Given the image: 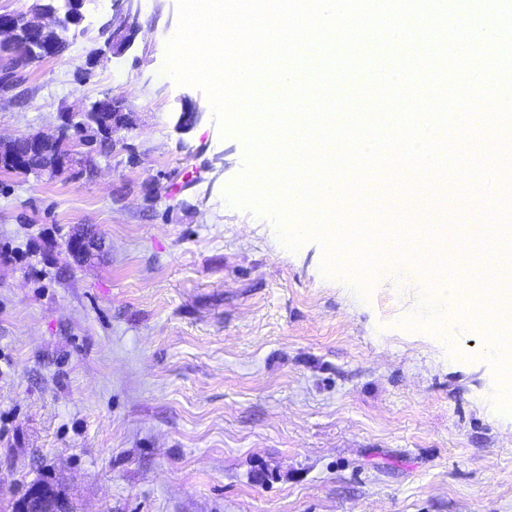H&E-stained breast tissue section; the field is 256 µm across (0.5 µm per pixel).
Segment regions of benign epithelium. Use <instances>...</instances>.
I'll return each instance as SVG.
<instances>
[{
	"label": "benign epithelium",
	"instance_id": "benign-epithelium-1",
	"mask_svg": "<svg viewBox=\"0 0 512 512\" xmlns=\"http://www.w3.org/2000/svg\"><path fill=\"white\" fill-rule=\"evenodd\" d=\"M87 0H68L69 8L61 12L29 6L23 12L0 14V52L14 59V65L30 62L32 57L52 58L54 45L45 39L50 33L65 34L83 19ZM112 26L106 41L109 53L97 52L92 63L101 64L122 56L133 44L139 29V9L135 0H112ZM98 110L112 114L107 128L91 127L94 134L112 136L130 125L131 114L126 112L127 101L120 95L107 94L95 102ZM86 112L84 106L69 107L60 114V122L52 133L22 134L10 139L0 138V165H7L15 174L54 179L72 170L80 159L69 145L72 127L79 125ZM75 259H90L102 249V242L87 234L72 239L66 245ZM62 496L53 484L41 481L29 487L15 501L13 512H58Z\"/></svg>",
	"mask_w": 512,
	"mask_h": 512
}]
</instances>
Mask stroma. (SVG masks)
<instances>
[{
	"label": "stroma",
	"mask_w": 512,
	"mask_h": 512,
	"mask_svg": "<svg viewBox=\"0 0 512 512\" xmlns=\"http://www.w3.org/2000/svg\"><path fill=\"white\" fill-rule=\"evenodd\" d=\"M138 3L111 62L87 59L112 0H87L61 56L12 79L0 57V137L109 91L131 112L80 174L0 172V512L46 479L74 512H512L492 365L403 325L446 308L429 274L327 276L319 241L289 250L230 206L243 143L162 72L177 0ZM397 204L449 221L443 191ZM83 228L104 246L78 264Z\"/></svg>",
	"instance_id": "1"
}]
</instances>
